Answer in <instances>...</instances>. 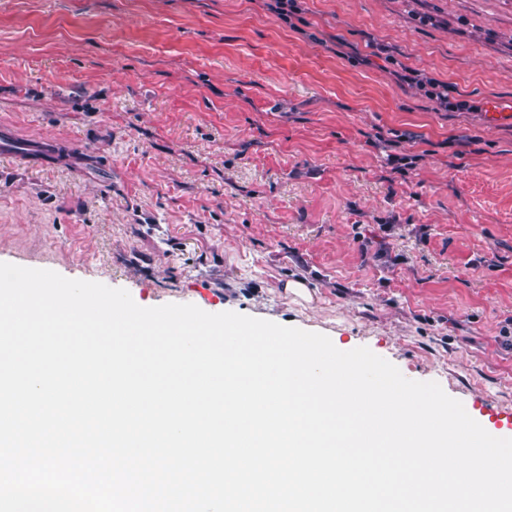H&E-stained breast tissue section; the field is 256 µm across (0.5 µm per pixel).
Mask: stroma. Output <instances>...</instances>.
Instances as JSON below:
<instances>
[{
  "mask_svg": "<svg viewBox=\"0 0 512 512\" xmlns=\"http://www.w3.org/2000/svg\"><path fill=\"white\" fill-rule=\"evenodd\" d=\"M297 2L0 0V131L64 153L0 158V262L367 347L512 433V0ZM408 74L401 75V79L408 83H414L426 89V93L435 99L439 105L449 112H462L469 110L470 106L466 101H452L448 95V83L441 82L435 78L422 77L415 70L405 69Z\"/></svg>",
  "mask_w": 512,
  "mask_h": 512,
  "instance_id": "stroma-1",
  "label": "stroma"
}]
</instances>
